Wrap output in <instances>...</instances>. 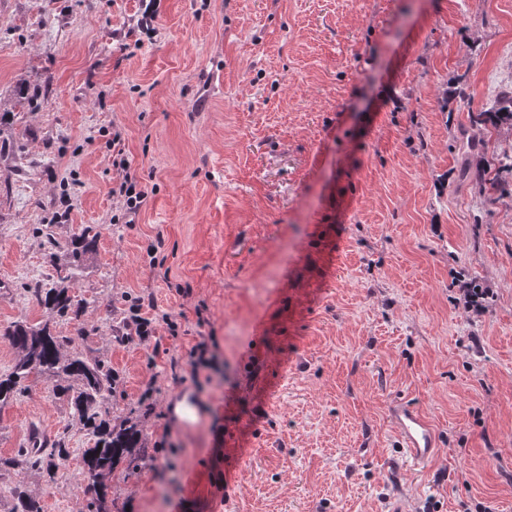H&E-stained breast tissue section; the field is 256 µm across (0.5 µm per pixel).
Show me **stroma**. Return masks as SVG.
I'll use <instances>...</instances> for the list:
<instances>
[{
    "mask_svg": "<svg viewBox=\"0 0 512 512\" xmlns=\"http://www.w3.org/2000/svg\"><path fill=\"white\" fill-rule=\"evenodd\" d=\"M0 0V375L15 321L104 361L100 405L141 431L109 512H512V130L474 124L512 88V0ZM148 190L133 223L109 141ZM485 141L464 153L460 133ZM100 230L48 316L71 243ZM489 288L483 312L462 281ZM176 330L140 341L136 297ZM212 367L192 377V348ZM196 400L182 426L176 400ZM404 399L441 454L410 471ZM61 444L55 481L10 468ZM87 430L32 376L0 407V512H88ZM40 303L50 313H65L68 310L79 308L80 302L74 304V300L68 295L66 288H42ZM147 308L149 310L155 311L154 319L158 322H162L163 324H166L167 326L174 327L173 322L171 320V317L167 313L159 314L156 312L157 306L155 304V301L152 296L148 295L147 297L143 296L137 301V306L133 309L134 314L132 317V321L130 324L132 326L135 325L134 328V335L135 336H150L148 326L151 324V321L149 319L141 317V311Z\"/></svg>",
    "mask_w": 512,
    "mask_h": 512,
    "instance_id": "1",
    "label": "stroma"
}]
</instances>
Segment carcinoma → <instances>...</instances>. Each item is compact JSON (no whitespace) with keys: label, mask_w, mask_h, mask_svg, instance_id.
<instances>
[{"label":"carcinoma","mask_w":512,"mask_h":512,"mask_svg":"<svg viewBox=\"0 0 512 512\" xmlns=\"http://www.w3.org/2000/svg\"><path fill=\"white\" fill-rule=\"evenodd\" d=\"M99 237L98 227L85 226L75 238L72 262L59 270L58 279L62 282L77 278L82 267V256L92 250ZM40 303L51 313H65L75 307L74 300L65 288H44ZM17 356L6 375H0V406L8 404L23 390V383L32 375L47 380L66 379L67 385L61 392L68 397L74 414L91 429L93 447L83 451V476L88 484L103 489L112 472L127 458L141 441L138 425L130 419L118 424L99 417L98 403L112 394L115 378L112 371L99 360H89L82 356H65L61 347L66 342L62 336L51 330L49 322L30 324L25 320L15 322L9 333ZM67 449L59 447L51 450L42 448L38 442L26 449L21 460L11 462L12 466L22 464L37 467L54 477L58 461L67 457ZM13 512H41L38 500L20 490L16 492Z\"/></svg>","instance_id":"carcinoma-1"}]
</instances>
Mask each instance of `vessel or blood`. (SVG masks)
<instances>
[{
	"instance_id": "b4317fda",
	"label": "vessel or blood",
	"mask_w": 512,
	"mask_h": 512,
	"mask_svg": "<svg viewBox=\"0 0 512 512\" xmlns=\"http://www.w3.org/2000/svg\"><path fill=\"white\" fill-rule=\"evenodd\" d=\"M389 414L393 429L400 440L401 451L412 465L421 466L439 456L437 431L419 410L397 401L391 405Z\"/></svg>"
}]
</instances>
